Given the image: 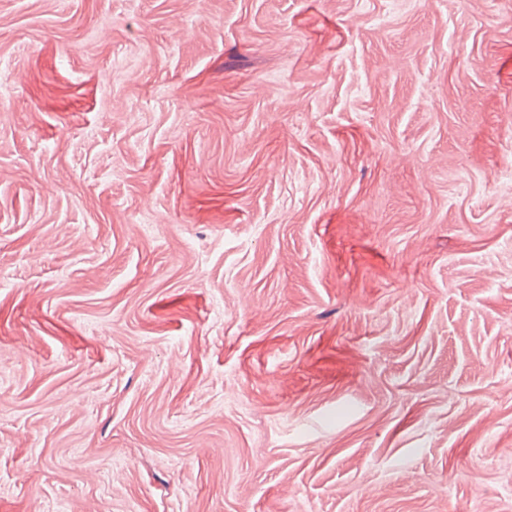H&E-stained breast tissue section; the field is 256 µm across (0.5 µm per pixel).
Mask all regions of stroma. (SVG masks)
Wrapping results in <instances>:
<instances>
[{
  "instance_id": "obj_1",
  "label": "stroma",
  "mask_w": 512,
  "mask_h": 512,
  "mask_svg": "<svg viewBox=\"0 0 512 512\" xmlns=\"http://www.w3.org/2000/svg\"><path fill=\"white\" fill-rule=\"evenodd\" d=\"M512 0H0V512H512Z\"/></svg>"
}]
</instances>
